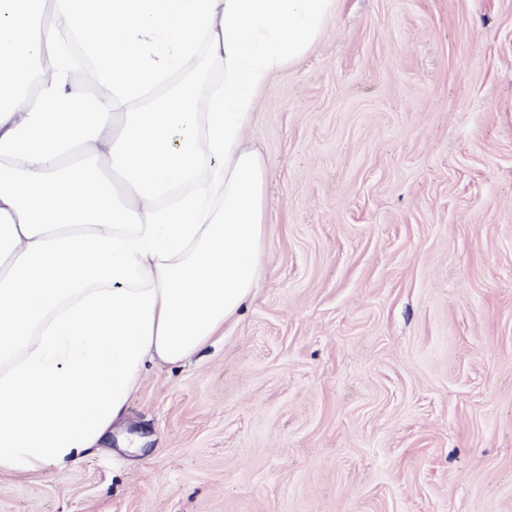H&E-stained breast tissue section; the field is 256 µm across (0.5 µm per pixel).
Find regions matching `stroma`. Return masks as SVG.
<instances>
[{
    "instance_id": "obj_1",
    "label": "stroma",
    "mask_w": 512,
    "mask_h": 512,
    "mask_svg": "<svg viewBox=\"0 0 512 512\" xmlns=\"http://www.w3.org/2000/svg\"><path fill=\"white\" fill-rule=\"evenodd\" d=\"M249 143L255 298L0 512H512V0H338Z\"/></svg>"
}]
</instances>
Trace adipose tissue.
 <instances>
[{
  "instance_id": "obj_1",
  "label": "adipose tissue",
  "mask_w": 512,
  "mask_h": 512,
  "mask_svg": "<svg viewBox=\"0 0 512 512\" xmlns=\"http://www.w3.org/2000/svg\"><path fill=\"white\" fill-rule=\"evenodd\" d=\"M336 0H0V475L104 448L254 295L270 80Z\"/></svg>"
}]
</instances>
